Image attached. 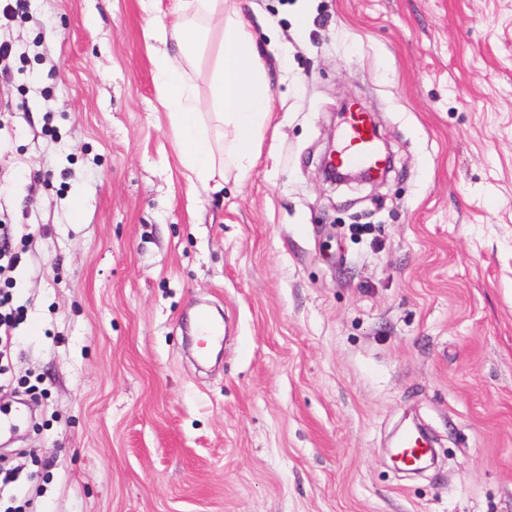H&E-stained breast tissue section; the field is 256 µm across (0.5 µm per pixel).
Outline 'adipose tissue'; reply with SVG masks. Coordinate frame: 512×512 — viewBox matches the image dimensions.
Segmentation results:
<instances>
[{
	"mask_svg": "<svg viewBox=\"0 0 512 512\" xmlns=\"http://www.w3.org/2000/svg\"><path fill=\"white\" fill-rule=\"evenodd\" d=\"M176 22L151 23L147 37L175 44L157 61V79L171 125L182 144L181 162L202 184L236 170L245 177L254 164V147L270 116L266 72L256 41L225 0H175ZM219 36L212 63L213 118L222 126L225 148H218L203 123L195 86L187 67L197 66V48L210 33Z\"/></svg>",
	"mask_w": 512,
	"mask_h": 512,
	"instance_id": "1",
	"label": "adipose tissue"
}]
</instances>
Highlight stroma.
Returning a JSON list of instances; mask_svg holds the SVG:
<instances>
[{
    "label": "stroma",
    "mask_w": 512,
    "mask_h": 512,
    "mask_svg": "<svg viewBox=\"0 0 512 512\" xmlns=\"http://www.w3.org/2000/svg\"><path fill=\"white\" fill-rule=\"evenodd\" d=\"M236 5L271 113L218 191L181 163L147 0L0 20V222L33 232L0 395L33 413L0 445L15 493L35 512H512V0ZM346 102L375 116L383 184L321 177ZM200 301L233 325L204 371ZM411 419L435 440L419 475L387 452Z\"/></svg>",
    "instance_id": "stroma-1"
}]
</instances>
